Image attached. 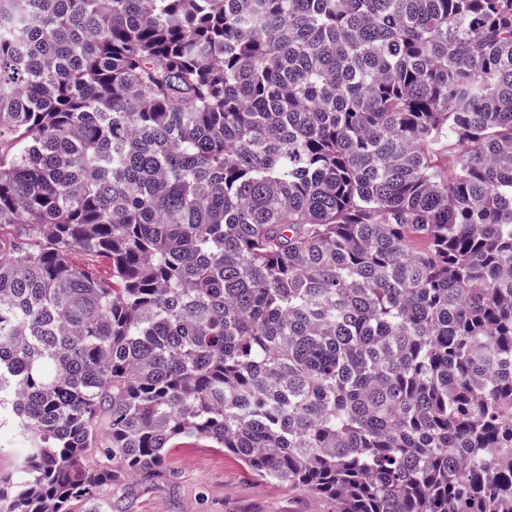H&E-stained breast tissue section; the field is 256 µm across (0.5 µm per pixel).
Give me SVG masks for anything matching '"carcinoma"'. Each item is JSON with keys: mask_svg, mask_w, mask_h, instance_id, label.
<instances>
[{"mask_svg": "<svg viewBox=\"0 0 512 512\" xmlns=\"http://www.w3.org/2000/svg\"><path fill=\"white\" fill-rule=\"evenodd\" d=\"M5 415L0 512H512V0H0ZM18 439L17 434L9 426L0 428V448H3L0 450V474H11L18 467L20 461ZM199 439H181L165 473L145 485L112 483L122 512H332L324 497L256 476L233 455Z\"/></svg>", "mask_w": 512, "mask_h": 512, "instance_id": "cac0c4a2", "label": "carcinoma"}]
</instances>
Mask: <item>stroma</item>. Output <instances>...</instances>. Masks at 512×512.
Here are the masks:
<instances>
[{
  "label": "stroma",
  "instance_id": "stroma-1",
  "mask_svg": "<svg viewBox=\"0 0 512 512\" xmlns=\"http://www.w3.org/2000/svg\"><path fill=\"white\" fill-rule=\"evenodd\" d=\"M107 495L120 512H332L324 497L259 478L199 439L178 440L151 483L119 481Z\"/></svg>",
  "mask_w": 512,
  "mask_h": 512
}]
</instances>
